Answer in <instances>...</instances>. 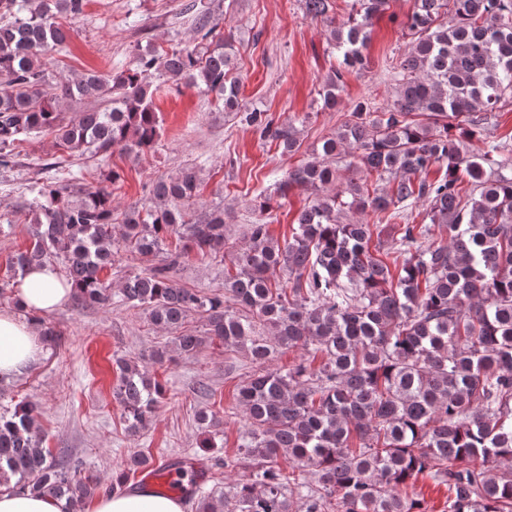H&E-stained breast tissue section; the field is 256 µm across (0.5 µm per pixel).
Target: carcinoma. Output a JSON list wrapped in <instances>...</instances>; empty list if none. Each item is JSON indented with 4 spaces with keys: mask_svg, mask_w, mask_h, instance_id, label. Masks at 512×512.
Listing matches in <instances>:
<instances>
[{
    "mask_svg": "<svg viewBox=\"0 0 512 512\" xmlns=\"http://www.w3.org/2000/svg\"><path fill=\"white\" fill-rule=\"evenodd\" d=\"M302 2L308 16L327 23L329 45L341 57L318 91L331 109L344 73L367 67L373 21L389 0H352L339 25L328 16L332 0ZM86 5L0 0V167L11 163V146L33 133L54 135L70 156L154 148V81L164 77L215 95L261 140L288 152L299 146L296 127L240 106L231 79L238 48L216 36L204 5L192 47L140 53L132 66L107 75L52 79L48 64L67 40L61 18L84 15ZM406 27L414 41L399 63L393 102L380 110L357 103L322 141L320 159L289 171L274 194L252 203L263 215L273 196L295 185L314 193L283 242L266 220L249 225L222 296L179 286L172 271L181 254L165 252L171 234L201 256L227 245L224 209H192L198 168L153 183L146 203L123 213L119 237L112 208L119 171L109 170L93 190L78 177L33 186L31 244L10 268L23 274L58 261L78 305L106 308L114 295L101 272L118 252H165L164 264L126 280L120 302L146 307L154 324L171 329L196 313L205 335L175 337L180 353L217 340L258 367L238 389L244 433L224 461L238 477L210 486L179 462L166 464L188 477L196 512H426L408 492L420 476L448 486V512H512V141L488 140L475 159L461 141L512 99V0H415ZM84 100L96 106L73 110ZM343 151L357 153L384 188L371 193L351 179L336 190L334 162ZM441 167L444 176L428 178ZM420 201L427 203L423 224L339 220L345 210L384 214ZM435 229L446 237L433 238ZM390 253L391 265L382 258ZM280 272L288 274L287 290L274 279ZM309 346L323 357L319 367H271L275 355ZM118 368L113 397L137 434L150 425L165 388L135 363L121 359ZM35 414L24 401L0 409V486L64 498L81 512L100 485L43 446ZM152 461L134 454L112 492L133 487L131 476ZM295 491L303 499L297 509Z\"/></svg>",
    "mask_w": 512,
    "mask_h": 512,
    "instance_id": "obj_1",
    "label": "carcinoma"
}]
</instances>
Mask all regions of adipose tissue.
<instances>
[{
  "mask_svg": "<svg viewBox=\"0 0 512 512\" xmlns=\"http://www.w3.org/2000/svg\"><path fill=\"white\" fill-rule=\"evenodd\" d=\"M72 299L53 267L22 276L16 288L18 304L42 314L53 313ZM44 356L39 327L14 312L0 310V377L12 380L24 375ZM184 499L141 493L111 494L95 501L91 512H184ZM0 512H69L68 503L49 494L33 495L0 487Z\"/></svg>",
  "mask_w": 512,
  "mask_h": 512,
  "instance_id": "1",
  "label": "adipose tissue"
}]
</instances>
